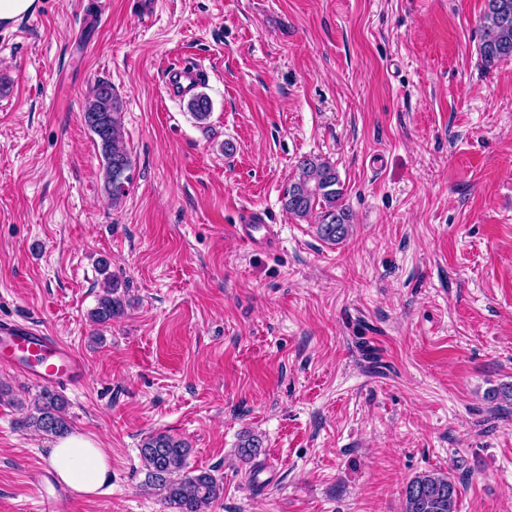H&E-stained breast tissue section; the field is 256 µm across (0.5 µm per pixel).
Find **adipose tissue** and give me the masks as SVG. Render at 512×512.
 <instances>
[{
	"label": "adipose tissue",
	"instance_id": "ef3b65f1",
	"mask_svg": "<svg viewBox=\"0 0 512 512\" xmlns=\"http://www.w3.org/2000/svg\"><path fill=\"white\" fill-rule=\"evenodd\" d=\"M49 464L62 483L91 496L102 494L111 472L105 449L82 434L58 439L50 451Z\"/></svg>",
	"mask_w": 512,
	"mask_h": 512
}]
</instances>
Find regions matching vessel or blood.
<instances>
[{
  "label": "vessel or blood",
  "instance_id": "vessel-or-blood-1",
  "mask_svg": "<svg viewBox=\"0 0 512 512\" xmlns=\"http://www.w3.org/2000/svg\"><path fill=\"white\" fill-rule=\"evenodd\" d=\"M203 73L199 66L176 64L169 67L165 79L168 95L178 96L194 85ZM237 233L240 240L253 249L273 248L278 244L271 225L265 224L262 212L257 210L244 212ZM0 361L28 382L41 386H76L86 375L85 365L76 353L26 320H0ZM34 485L39 492L41 512H69L70 497L54 487L49 471H37Z\"/></svg>",
  "mask_w": 512,
  "mask_h": 512
}]
</instances>
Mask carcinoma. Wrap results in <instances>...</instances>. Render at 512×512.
<instances>
[{
  "label": "carcinoma",
  "mask_w": 512,
  "mask_h": 512,
  "mask_svg": "<svg viewBox=\"0 0 512 512\" xmlns=\"http://www.w3.org/2000/svg\"><path fill=\"white\" fill-rule=\"evenodd\" d=\"M483 37L479 46L481 67L489 70L512 60V0H486L482 18ZM199 122L206 121L212 110L210 99L199 94L188 103ZM88 129L101 147L104 187L112 205L122 203L128 193L132 162L123 143L121 104L112 85L102 81L93 89L83 113ZM297 173L284 193L285 211L300 219L314 214L318 237L337 244L350 232V210L342 204L343 188L329 162L315 156L297 161ZM118 285L105 283L90 319L103 325L124 314V303L117 296ZM19 426L42 436L62 438L71 426L66 402L49 388L34 398ZM259 438L248 435L241 441L239 453L245 460L262 454ZM189 445L167 432H156L143 439L140 455L145 477L142 487L161 497L170 512H208L223 493V486L209 470L189 467ZM459 489L455 480L444 473L424 472L410 480L404 491L403 512H458Z\"/></svg>",
  "instance_id": "cac0c4a2"
}]
</instances>
